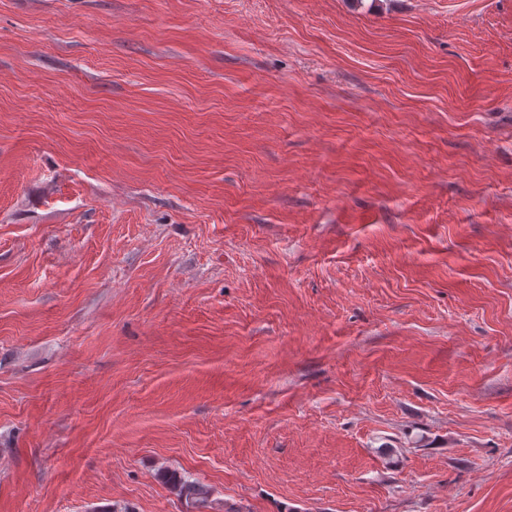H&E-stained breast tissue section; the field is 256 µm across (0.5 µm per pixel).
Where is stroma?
I'll return each mask as SVG.
<instances>
[{
	"label": "stroma",
	"instance_id": "35a3bbf8",
	"mask_svg": "<svg viewBox=\"0 0 512 512\" xmlns=\"http://www.w3.org/2000/svg\"><path fill=\"white\" fill-rule=\"evenodd\" d=\"M0 512H512V0H0ZM160 477L167 483L171 484L174 489H177L181 495L191 497L199 502H206L208 498L207 489L197 482L185 480L176 472L164 471Z\"/></svg>",
	"mask_w": 512,
	"mask_h": 512
}]
</instances>
